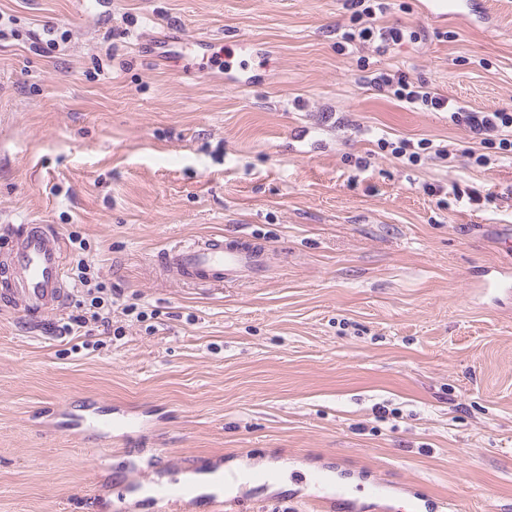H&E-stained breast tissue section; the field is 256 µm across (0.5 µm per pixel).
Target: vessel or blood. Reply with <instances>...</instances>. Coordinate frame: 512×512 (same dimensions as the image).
Returning a JSON list of instances; mask_svg holds the SVG:
<instances>
[{"mask_svg": "<svg viewBox=\"0 0 512 512\" xmlns=\"http://www.w3.org/2000/svg\"><path fill=\"white\" fill-rule=\"evenodd\" d=\"M471 7L470 0H424L422 10L431 20L448 21L464 17ZM0 236L7 241L9 271L8 276L0 279V299L9 301L13 310L34 322L60 310L70 290L59 234L37 224H7L0 227ZM266 260L264 247L228 244L217 236L167 250L161 263L179 279L211 288L255 277ZM309 484L314 506L335 503L342 512H359L360 503L349 487L340 484L336 489H325L324 477L318 471L311 473ZM187 495L184 487L157 485L155 512H184Z\"/></svg>", "mask_w": 512, "mask_h": 512, "instance_id": "obj_1", "label": "vessel or blood"}]
</instances>
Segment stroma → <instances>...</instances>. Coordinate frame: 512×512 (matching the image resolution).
I'll use <instances>...</instances> for the list:
<instances>
[{
    "label": "stroma",
    "instance_id": "stroma-1",
    "mask_svg": "<svg viewBox=\"0 0 512 512\" xmlns=\"http://www.w3.org/2000/svg\"><path fill=\"white\" fill-rule=\"evenodd\" d=\"M394 2L423 37L382 55L339 50L340 0H0V225L51 226L114 300L108 336L64 333L75 280L41 325L0 309V512H154L126 492L267 457L289 486H237L250 512H313L317 468L387 478L388 512H512V292L486 289L512 283V162L360 79L512 106V0L445 24ZM430 183L499 198L445 209ZM216 234L267 246L262 278L159 266ZM88 405L136 432L75 429ZM431 144L423 139L416 143L411 139H401L397 142H388L383 140L380 142L382 149L390 148V155L400 161L406 160L408 163H416L421 158L420 151H426L431 148Z\"/></svg>",
    "mask_w": 512,
    "mask_h": 512
}]
</instances>
